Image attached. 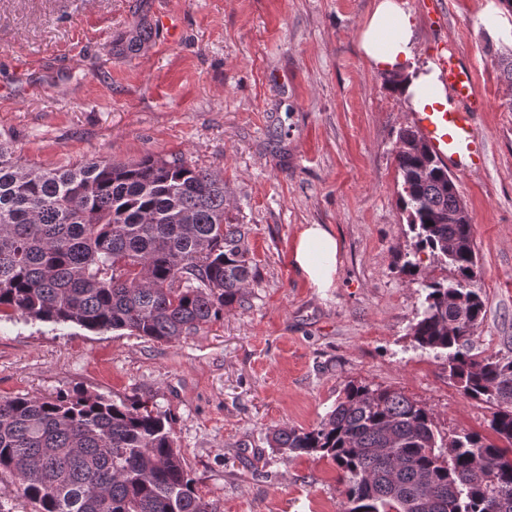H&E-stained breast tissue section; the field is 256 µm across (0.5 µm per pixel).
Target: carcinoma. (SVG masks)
Returning <instances> with one entry per match:
<instances>
[{
  "label": "carcinoma",
  "mask_w": 512,
  "mask_h": 512,
  "mask_svg": "<svg viewBox=\"0 0 512 512\" xmlns=\"http://www.w3.org/2000/svg\"><path fill=\"white\" fill-rule=\"evenodd\" d=\"M148 39L141 29L121 51ZM399 142L416 252L459 275L423 281L413 337L445 356L464 397L490 405L494 438L443 435L402 392L350 381L326 418L274 431L271 447L332 460L347 512H512V358L471 353L486 313L472 225L444 221L460 201L448 166L437 159L421 177L415 147L427 144L411 127ZM248 234L228 221L224 180L181 157L39 169L0 140V319L176 340L246 303L259 276ZM3 474L34 512H208L167 414L79 388L0 396Z\"/></svg>",
  "instance_id": "obj_1"
}]
</instances>
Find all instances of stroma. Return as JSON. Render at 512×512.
Listing matches in <instances>:
<instances>
[{
	"label": "stroma",
	"mask_w": 512,
	"mask_h": 512,
	"mask_svg": "<svg viewBox=\"0 0 512 512\" xmlns=\"http://www.w3.org/2000/svg\"><path fill=\"white\" fill-rule=\"evenodd\" d=\"M373 2L0 0V139L42 169L151 154L218 173L260 273L245 306L171 342L2 322L0 396L80 386L148 401L171 415L209 512H344L330 459L290 457L270 441L315 425L350 381L401 391L441 433L490 435L487 404L464 398L443 356L411 335L423 279L456 273L426 256L421 276L400 270L415 253L395 164L409 121L359 48ZM406 2L414 69L432 64L440 39L475 64L486 161L455 176L486 304L472 344L512 357V83L496 65L512 51V12L500 0H448L436 29L421 0ZM143 22L152 37L137 54L113 51ZM305 224L339 242L336 286L324 293L291 265Z\"/></svg>",
	"instance_id": "stroma-1"
}]
</instances>
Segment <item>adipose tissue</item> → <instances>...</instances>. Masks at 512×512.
Segmentation results:
<instances>
[{
	"mask_svg": "<svg viewBox=\"0 0 512 512\" xmlns=\"http://www.w3.org/2000/svg\"><path fill=\"white\" fill-rule=\"evenodd\" d=\"M415 23L405 0H376L361 33L360 47L376 70L403 75L398 90L407 108L432 111L447 105L448 93L435 66L411 70L415 55ZM339 245L336 237L321 224H308L300 231L292 250V262L312 287H334L338 272Z\"/></svg>",
	"mask_w": 512,
	"mask_h": 512,
	"instance_id": "adipose-tissue-1",
	"label": "adipose tissue"
}]
</instances>
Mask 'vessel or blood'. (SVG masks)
I'll list each match as a JSON object with an SVG mask.
<instances>
[{
	"instance_id": "b4317fda",
	"label": "vessel or blood",
	"mask_w": 512,
	"mask_h": 512,
	"mask_svg": "<svg viewBox=\"0 0 512 512\" xmlns=\"http://www.w3.org/2000/svg\"><path fill=\"white\" fill-rule=\"evenodd\" d=\"M431 50L448 91V106L435 112L412 113L413 126L443 163L462 171L482 167L486 146L475 133L473 116L484 100L476 91L474 67L454 43L436 42Z\"/></svg>"
}]
</instances>
